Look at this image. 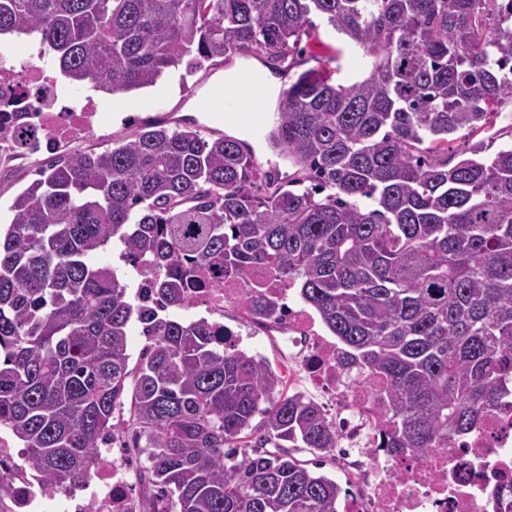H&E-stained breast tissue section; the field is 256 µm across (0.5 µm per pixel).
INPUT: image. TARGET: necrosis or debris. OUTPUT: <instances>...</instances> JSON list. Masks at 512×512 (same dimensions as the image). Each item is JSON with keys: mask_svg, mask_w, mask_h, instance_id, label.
Returning <instances> with one entry per match:
<instances>
[{"mask_svg": "<svg viewBox=\"0 0 512 512\" xmlns=\"http://www.w3.org/2000/svg\"><path fill=\"white\" fill-rule=\"evenodd\" d=\"M100 108L93 98L60 107L55 76L42 66L23 70L0 65V166L9 167L18 148L50 153L89 138ZM263 286L265 295L280 303L279 313L263 325L276 341L288 377L307 383L330 413L339 438L336 465L361 479L358 492L346 493L341 512H494L487 497L490 484L512 480V398L488 412L477 429L447 446L430 449L424 459H407L377 445V420L383 404L378 379L367 369L345 363L335 341L320 336L313 316L292 304L285 287L265 270L246 279H225L214 285L200 275L189 295L212 313L246 307L248 293ZM96 489L83 497L72 493L48 495L37 490L14 451L0 448V484L12 490L0 498V512H144L135 495L124 456L106 454L98 469Z\"/></svg>", "mask_w": 512, "mask_h": 512, "instance_id": "4bbe7bcc", "label": "necrosis or debris"}]
</instances>
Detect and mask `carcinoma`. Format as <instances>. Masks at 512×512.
I'll list each match as a JSON object with an SVG mask.
<instances>
[{"label":"carcinoma","instance_id":"cac0c4a2","mask_svg":"<svg viewBox=\"0 0 512 512\" xmlns=\"http://www.w3.org/2000/svg\"><path fill=\"white\" fill-rule=\"evenodd\" d=\"M313 15L374 65L347 87L312 67L282 91L276 145L302 177L258 172L237 137L155 123L48 161L15 197L0 429L40 490L89 479L122 432L146 455L147 512H336L341 486L281 445L335 451L320 404L208 319L174 316L202 270L299 286L348 360L383 378L390 453L423 458L512 394V0H0V35L36 36L69 85L115 95L216 58L290 71ZM116 241L129 264L166 271L155 304L98 261ZM272 312L250 293L254 323ZM488 496L512 512V481Z\"/></svg>","mask_w":512,"mask_h":512}]
</instances>
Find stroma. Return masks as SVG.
I'll return each mask as SVG.
<instances>
[{
  "label": "stroma",
  "mask_w": 512,
  "mask_h": 512,
  "mask_svg": "<svg viewBox=\"0 0 512 512\" xmlns=\"http://www.w3.org/2000/svg\"><path fill=\"white\" fill-rule=\"evenodd\" d=\"M339 48L337 60L329 67L334 72L336 83L348 86L363 80L370 73L372 60L362 49L347 37L336 33L332 27L324 25L317 38L311 39L307 52L322 56L326 46ZM225 65L219 61L204 63L194 72L179 68L168 71L155 85L133 90L124 94L104 96L103 92L92 91L90 85L69 88V95L80 97L94 95L95 99L105 100L106 110L93 135L80 143H73V150L103 151L115 147L128 137L135 124L158 121L161 114L176 113L181 121H193L202 135L211 136L224 133V121L212 112L199 111L198 106L214 86ZM49 159L48 154L25 155L16 161L14 167L0 172V222L9 223L12 218L11 205L14 198L27 188L36 178L38 169ZM224 323L238 336L240 349L252 355L266 358L277 371H284L278 349L253 324L242 311L228 308L224 311Z\"/></svg>",
  "instance_id": "obj_1"
}]
</instances>
